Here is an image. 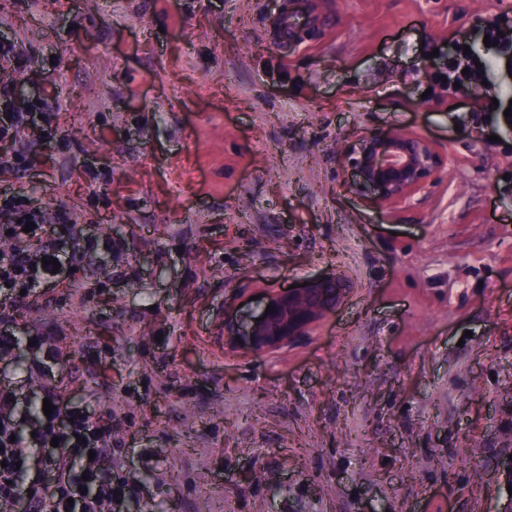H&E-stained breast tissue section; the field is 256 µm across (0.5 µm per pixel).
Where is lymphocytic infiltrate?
Here are the masks:
<instances>
[{
    "label": "lymphocytic infiltrate",
    "mask_w": 512,
    "mask_h": 512,
    "mask_svg": "<svg viewBox=\"0 0 512 512\" xmlns=\"http://www.w3.org/2000/svg\"><path fill=\"white\" fill-rule=\"evenodd\" d=\"M496 44L502 54L512 52V18L502 15L486 22L479 36L462 32L453 48L444 57L442 67L449 82L464 88L481 85L492 68L486 41ZM25 51L15 41L0 42V142L12 145L13 151L0 158V165L16 170L27 167V155L18 144L35 113L59 116V103L39 99L29 109L19 110L15 104L14 86L23 69ZM30 218L34 227L23 232L21 218ZM46 218L43 211L27 202L20 191L0 193V237L9 238L8 247L0 249V359L11 355L14 339L8 329L13 314L30 302L29 292L39 284L55 282L56 277L47 258L59 257L54 243L45 238ZM52 403L50 415L41 417L34 435L19 432L15 409L19 394L10 386L0 387V502L17 496L22 487L20 471L28 467L33 449L57 443L60 452L44 458L43 464L56 474L50 494L49 512H100L102 505L111 504L117 493L126 492L125 482L111 474L101 473L93 460L111 453V431L93 422L87 415L71 410L56 392H47ZM83 463L85 478L73 476L76 463Z\"/></svg>",
    "instance_id": "obj_1"
}]
</instances>
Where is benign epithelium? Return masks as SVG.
Listing matches in <instances>:
<instances>
[{
    "label": "benign epithelium",
    "instance_id": "7a95c632",
    "mask_svg": "<svg viewBox=\"0 0 512 512\" xmlns=\"http://www.w3.org/2000/svg\"><path fill=\"white\" fill-rule=\"evenodd\" d=\"M355 190L380 202L398 203L425 189L444 164L428 138L396 130L372 131L348 151ZM346 288L328 276L304 287L269 292L260 310L246 319L224 318V334L254 351L278 349L300 336L332 311ZM272 311H266L267 307Z\"/></svg>",
    "mask_w": 512,
    "mask_h": 512
}]
</instances>
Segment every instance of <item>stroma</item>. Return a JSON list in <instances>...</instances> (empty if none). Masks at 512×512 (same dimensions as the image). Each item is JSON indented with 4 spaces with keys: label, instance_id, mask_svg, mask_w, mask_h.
<instances>
[{
    "label": "stroma",
    "instance_id": "obj_1",
    "mask_svg": "<svg viewBox=\"0 0 512 512\" xmlns=\"http://www.w3.org/2000/svg\"><path fill=\"white\" fill-rule=\"evenodd\" d=\"M0 0L60 132L0 171L98 248L43 285L0 380L111 426L139 512H502L512 502V124L433 87L429 55L512 0ZM431 139L434 183L380 205L346 150ZM342 274L308 336L228 341L259 296ZM56 338L44 360L26 338ZM129 501V502H130ZM313 26V21L299 7L294 13L288 14V36L292 41L304 40Z\"/></svg>",
    "mask_w": 512,
    "mask_h": 512
}]
</instances>
